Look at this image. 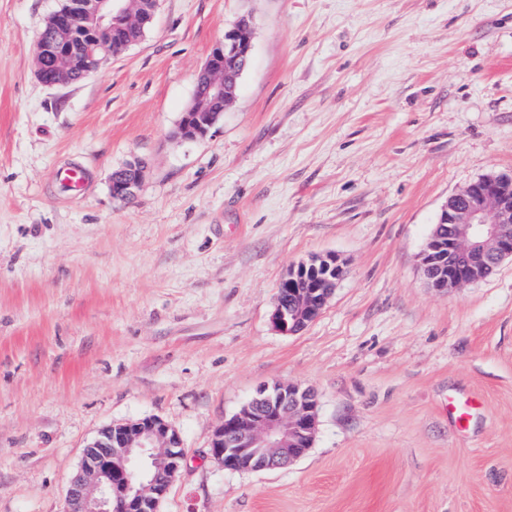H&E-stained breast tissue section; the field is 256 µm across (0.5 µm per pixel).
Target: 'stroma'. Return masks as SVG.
Instances as JSON below:
<instances>
[{"label":"stroma","mask_w":512,"mask_h":512,"mask_svg":"<svg viewBox=\"0 0 512 512\" xmlns=\"http://www.w3.org/2000/svg\"><path fill=\"white\" fill-rule=\"evenodd\" d=\"M60 3L0 0V512H63L85 445L145 416L187 456L161 512H512V260L447 294L419 267L448 196L512 171V0H161L140 43L48 87ZM244 16L235 102L175 138ZM327 254L346 276L279 332L281 279ZM273 383L315 390L312 447L224 469L215 428ZM452 396L481 403L467 427ZM143 177V167L141 164H129L119 169H115L109 175V187L112 197L116 200L124 201L132 197L135 189L140 184Z\"/></svg>","instance_id":"stroma-1"}]
</instances>
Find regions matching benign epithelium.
<instances>
[{
  "label": "benign epithelium",
  "mask_w": 512,
  "mask_h": 512,
  "mask_svg": "<svg viewBox=\"0 0 512 512\" xmlns=\"http://www.w3.org/2000/svg\"><path fill=\"white\" fill-rule=\"evenodd\" d=\"M132 0H66L47 19L36 41V58L48 53L64 56L77 30L99 36L110 33L126 48L136 22ZM253 22L241 19L224 31V40L211 50L197 77L209 82L195 91L223 106L251 60ZM114 57L112 43L101 47L79 66L78 80L97 73ZM46 86L71 83L73 72L52 77L36 64ZM223 111L186 109L175 136L197 140L217 125ZM143 167L129 164L109 175L112 197H132ZM512 259V172L482 175L451 195L420 256L428 285L450 292L481 279V273ZM345 269L332 255L294 265L281 281L273 312L279 331L296 334L322 312ZM318 426L313 392L298 384L264 385L238 412L224 418L214 432L211 456L230 471H259L288 466L312 447ZM186 463L180 432L158 417L108 425L86 446L79 469L67 490L65 512H159L172 480Z\"/></svg>",
  "instance_id": "benign-epithelium-1"
}]
</instances>
